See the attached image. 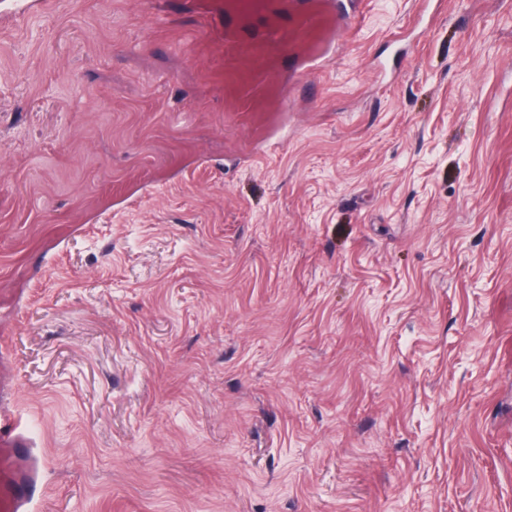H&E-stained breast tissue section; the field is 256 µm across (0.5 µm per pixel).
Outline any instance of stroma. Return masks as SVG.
I'll list each match as a JSON object with an SVG mask.
<instances>
[{"label": "stroma", "instance_id": "35a3bbf8", "mask_svg": "<svg viewBox=\"0 0 512 512\" xmlns=\"http://www.w3.org/2000/svg\"><path fill=\"white\" fill-rule=\"evenodd\" d=\"M361 2L233 112L224 0H0L38 512H512V0Z\"/></svg>", "mask_w": 512, "mask_h": 512}]
</instances>
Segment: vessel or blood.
I'll return each mask as SVG.
<instances>
[{
  "label": "vessel or blood",
  "mask_w": 512,
  "mask_h": 512,
  "mask_svg": "<svg viewBox=\"0 0 512 512\" xmlns=\"http://www.w3.org/2000/svg\"><path fill=\"white\" fill-rule=\"evenodd\" d=\"M350 26V20L337 12L334 0H307L288 25L267 23L251 46L253 53L268 59L267 69L246 74L230 68L225 71V82L230 87L228 98L234 109L239 112L281 111L283 99L276 92L275 59L296 54L303 61L297 76L305 78L333 59L336 38ZM8 458L7 442L0 433V512H16L17 509Z\"/></svg>",
  "instance_id": "vessel-or-blood-1"
}]
</instances>
